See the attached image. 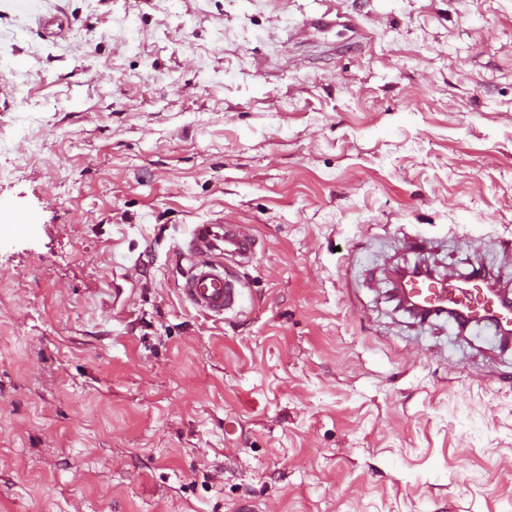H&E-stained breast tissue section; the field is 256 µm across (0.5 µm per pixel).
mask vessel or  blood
<instances>
[{
  "instance_id": "obj_1",
  "label": "vessel or blood",
  "mask_w": 512,
  "mask_h": 512,
  "mask_svg": "<svg viewBox=\"0 0 512 512\" xmlns=\"http://www.w3.org/2000/svg\"><path fill=\"white\" fill-rule=\"evenodd\" d=\"M257 241L240 225H225L215 232L200 224L185 244L191 264L183 276L180 292L197 311L221 316L240 306L242 284L227 270L228 264H249ZM495 274L476 266L466 279L448 276L431 281L411 279L407 291L422 306L427 317L453 319L459 331L485 326L495 330L500 343L512 345V290L496 287Z\"/></svg>"
}]
</instances>
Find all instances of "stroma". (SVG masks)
Segmentation results:
<instances>
[{
    "label": "stroma",
    "mask_w": 512,
    "mask_h": 512,
    "mask_svg": "<svg viewBox=\"0 0 512 512\" xmlns=\"http://www.w3.org/2000/svg\"><path fill=\"white\" fill-rule=\"evenodd\" d=\"M0 131V512H512V347L386 278L512 286V0H0ZM224 229L218 236L213 228ZM224 241V247L221 243ZM257 241L245 233L239 224H198L185 251L191 265L183 276V298L197 311L221 316L240 306L242 284L227 271V260L236 265L249 264Z\"/></svg>",
    "instance_id": "1"
}]
</instances>
